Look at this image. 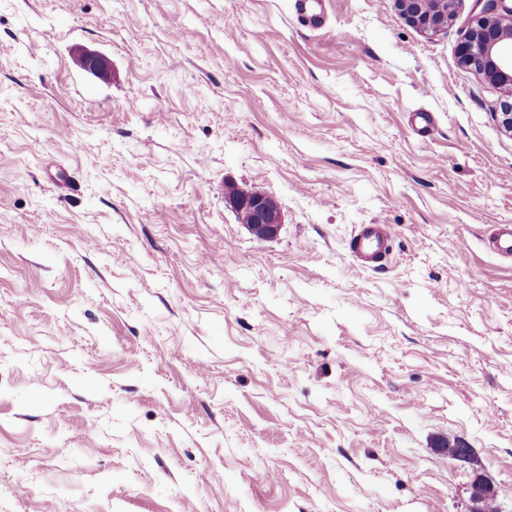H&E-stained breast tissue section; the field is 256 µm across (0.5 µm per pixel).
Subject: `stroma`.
I'll return each instance as SVG.
<instances>
[{
  "label": "stroma",
  "mask_w": 512,
  "mask_h": 512,
  "mask_svg": "<svg viewBox=\"0 0 512 512\" xmlns=\"http://www.w3.org/2000/svg\"><path fill=\"white\" fill-rule=\"evenodd\" d=\"M323 4L0 0V512H469L479 474L512 512V136L457 61L474 0L431 36ZM320 0H297L295 13L298 22L306 27L320 28L325 23V14ZM225 198L237 213L238 219L257 239L267 240L277 236L282 224L278 202L266 193L244 191L235 186ZM348 251L359 267L381 270L392 252V233L387 224H360L351 236Z\"/></svg>",
  "instance_id": "1"
}]
</instances>
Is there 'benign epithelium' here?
Listing matches in <instances>:
<instances>
[{"instance_id":"obj_1","label":"benign epithelium","mask_w":512,"mask_h":512,"mask_svg":"<svg viewBox=\"0 0 512 512\" xmlns=\"http://www.w3.org/2000/svg\"><path fill=\"white\" fill-rule=\"evenodd\" d=\"M508 0H475L477 14L458 49L461 66L472 69L492 85L512 91V5ZM403 20L425 35L448 27L458 0H394ZM76 62L85 70L104 74L107 60L84 51ZM226 199L238 219L260 240L277 236L282 224L278 202L266 193L235 189ZM495 499L494 489L480 477L472 481L471 512H486L488 502Z\"/></svg>"}]
</instances>
